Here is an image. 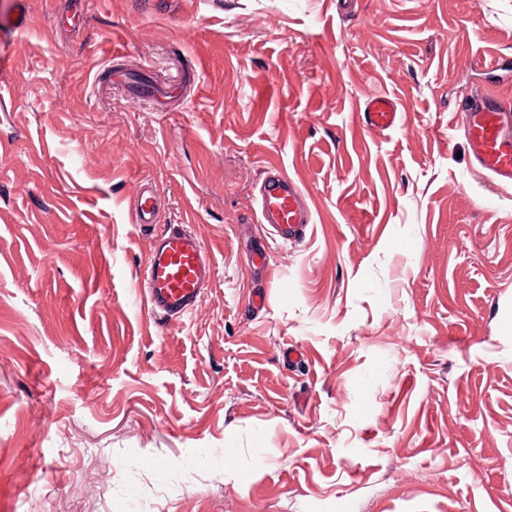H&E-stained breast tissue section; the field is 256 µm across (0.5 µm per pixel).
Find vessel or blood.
<instances>
[{
    "label": "vessel or blood",
    "instance_id": "vessel-or-blood-1",
    "mask_svg": "<svg viewBox=\"0 0 512 512\" xmlns=\"http://www.w3.org/2000/svg\"><path fill=\"white\" fill-rule=\"evenodd\" d=\"M459 108L467 115L466 136L474 167L503 185H512V103L492 94L472 93ZM363 118L374 130L394 127L398 104L386 96L372 98ZM259 221L273 227L280 239L306 236L313 213L301 187L278 173L268 174L258 188ZM157 216L156 195L143 188L133 203L135 223L150 225ZM213 256L200 237L180 228L162 230L140 275L139 286L155 315L172 319L195 308L213 271Z\"/></svg>",
    "mask_w": 512,
    "mask_h": 512
}]
</instances>
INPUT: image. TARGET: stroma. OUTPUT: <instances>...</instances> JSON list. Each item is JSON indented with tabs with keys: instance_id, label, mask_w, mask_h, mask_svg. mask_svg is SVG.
Returning a JSON list of instances; mask_svg holds the SVG:
<instances>
[{
	"instance_id": "obj_1",
	"label": "stroma",
	"mask_w": 512,
	"mask_h": 512,
	"mask_svg": "<svg viewBox=\"0 0 512 512\" xmlns=\"http://www.w3.org/2000/svg\"><path fill=\"white\" fill-rule=\"evenodd\" d=\"M27 6L0 0V512H512V187L457 108L512 100V0ZM268 169L302 241L256 222ZM145 184L214 256L178 319L139 294ZM363 118L366 125L373 130L390 129L399 122L398 104L389 97L376 96L367 103ZM260 224H270L280 239L306 236L313 213L301 187L279 173H269L258 188Z\"/></svg>"
}]
</instances>
